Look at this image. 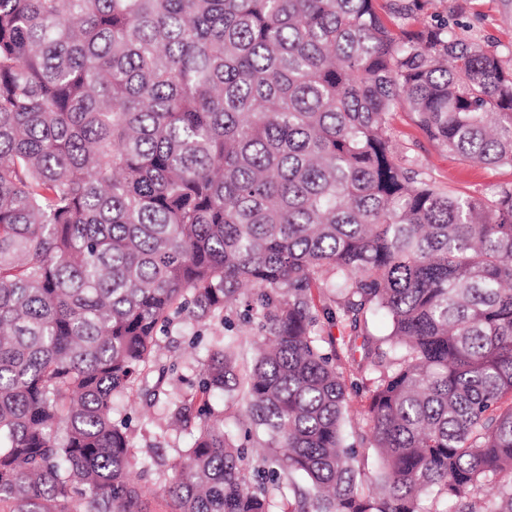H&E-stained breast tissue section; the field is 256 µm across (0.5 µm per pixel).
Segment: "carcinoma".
I'll use <instances>...</instances> for the list:
<instances>
[{
    "instance_id": "obj_1",
    "label": "carcinoma",
    "mask_w": 512,
    "mask_h": 512,
    "mask_svg": "<svg viewBox=\"0 0 512 512\" xmlns=\"http://www.w3.org/2000/svg\"><path fill=\"white\" fill-rule=\"evenodd\" d=\"M400 109L512 166V66L415 0H0V512H143L112 399L244 295L174 512H512V186L405 166ZM211 402L215 407L224 411V429L230 433H235L236 423L243 410L242 403L239 400H229L224 398L221 393H215L211 397Z\"/></svg>"
}]
</instances>
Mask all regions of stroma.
<instances>
[{
  "label": "stroma",
  "instance_id": "1",
  "mask_svg": "<svg viewBox=\"0 0 512 512\" xmlns=\"http://www.w3.org/2000/svg\"><path fill=\"white\" fill-rule=\"evenodd\" d=\"M420 21L456 23L458 33L481 44L495 46L506 63H512V8L503 0H417ZM392 136L402 161L416 164L437 185L453 187L484 196H492L501 186L512 184V167L469 163L430 141L415 126L408 113L398 112L392 122ZM243 307H236L228 318L197 323L187 316L175 317L159 335L157 365L170 367L165 387L168 401L151 409L144 408L137 394L117 396L113 401L114 421L125 423L132 437L136 459L157 455L159 463L145 484L146 512H171L163 493L164 477L179 460V451L187 447V432L168 430L172 400L193 394L197 389L202 362L213 340L242 335Z\"/></svg>",
  "mask_w": 512,
  "mask_h": 512
}]
</instances>
